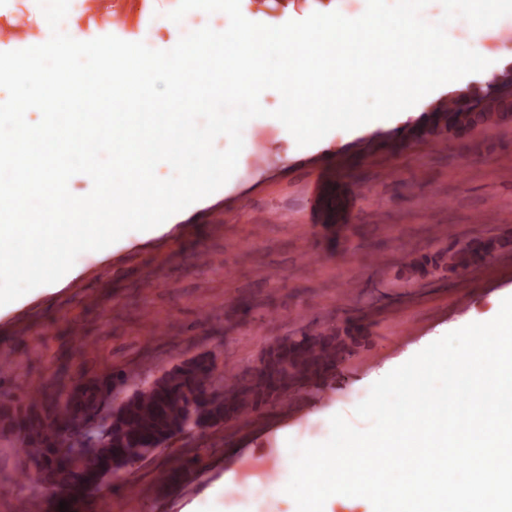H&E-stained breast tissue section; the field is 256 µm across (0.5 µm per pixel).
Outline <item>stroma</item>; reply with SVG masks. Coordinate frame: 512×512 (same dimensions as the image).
Here are the masks:
<instances>
[{
    "instance_id": "35a3bbf8",
    "label": "stroma",
    "mask_w": 512,
    "mask_h": 512,
    "mask_svg": "<svg viewBox=\"0 0 512 512\" xmlns=\"http://www.w3.org/2000/svg\"><path fill=\"white\" fill-rule=\"evenodd\" d=\"M484 28L479 54L493 69L449 83L461 94L512 65V39ZM424 106L333 130L328 147L298 146L279 128L250 129L264 169L237 166L234 189L185 224L145 238H123L109 254L88 251L73 266L76 284L24 295L0 311V407L29 394L55 395L124 369L144 378L200 354L217 366L255 373L263 350L303 330L361 323L365 343L318 388L247 419L190 431L112 477L77 512H188L233 473L235 512H251L252 487L277 478L288 460L281 435L323 438L332 414L353 418L372 384L445 334L493 319L512 297V245L479 267L436 270L405 281L404 261L475 238L512 233V124L441 140L417 138ZM330 164L354 195L344 217L307 224L306 184ZM283 221L254 233L263 209ZM494 210L497 220L481 222ZM209 261L198 266L196 251ZM18 436L0 423V512H52L24 478ZM200 457L174 484L161 472Z\"/></svg>"
}]
</instances>
